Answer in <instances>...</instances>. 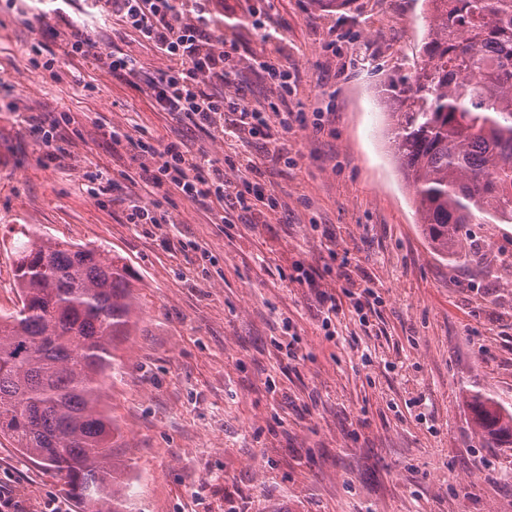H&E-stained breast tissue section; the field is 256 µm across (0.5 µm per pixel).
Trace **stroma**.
<instances>
[{"label": "stroma", "instance_id": "stroma-1", "mask_svg": "<svg viewBox=\"0 0 512 512\" xmlns=\"http://www.w3.org/2000/svg\"><path fill=\"white\" fill-rule=\"evenodd\" d=\"M239 62L226 96L329 113L323 134L286 140L270 164L265 223L157 194L164 225L130 224L137 169L102 137L112 126L163 145L230 148L153 111L149 80L165 59L120 21L90 13L141 71L139 88L102 66L52 81L30 47L54 48L52 15L26 25V0H0V311L17 303L21 225L105 245L127 263L141 310L106 379L102 405L121 428L128 512H512V447L493 448L466 399L512 405V224H476L477 262L449 267L417 224L413 190L391 156L383 89L404 74L426 29L422 0H223ZM276 38L298 72L272 88L251 59ZM57 121L66 156L43 157L19 112ZM116 184L83 189L92 167ZM305 264L314 284L291 282ZM382 303L360 323L345 291ZM338 311L321 325L319 292ZM295 344L296 358L287 355ZM0 487L18 512H76L64 480L0 440Z\"/></svg>", "mask_w": 512, "mask_h": 512}]
</instances>
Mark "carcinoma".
I'll use <instances>...</instances> for the list:
<instances>
[{
	"label": "carcinoma",
	"mask_w": 512,
	"mask_h": 512,
	"mask_svg": "<svg viewBox=\"0 0 512 512\" xmlns=\"http://www.w3.org/2000/svg\"><path fill=\"white\" fill-rule=\"evenodd\" d=\"M428 32L387 84L393 155L420 227L448 266L477 260L472 224H512V0H423ZM15 247L19 305L0 314V437L65 480L81 512H124L120 430L103 379L136 322L127 265L103 245L36 228ZM475 426L512 447V406L471 399Z\"/></svg>",
	"instance_id": "1"
}]
</instances>
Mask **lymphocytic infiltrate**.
I'll return each instance as SVG.
<instances>
[{"instance_id": "lymphocytic-infiltrate-1", "label": "lymphocytic infiltrate", "mask_w": 512, "mask_h": 512, "mask_svg": "<svg viewBox=\"0 0 512 512\" xmlns=\"http://www.w3.org/2000/svg\"><path fill=\"white\" fill-rule=\"evenodd\" d=\"M53 13L63 23L55 31L57 50L42 54L41 68L52 80L61 78V61L87 60L107 67L114 76L134 83L140 73L127 54L113 51L110 37L90 28L83 14L73 9L74 0H54ZM211 0H92L91 6L105 17H116L134 29L143 45L169 60L168 70L151 79V97L157 111L186 123L213 138H233L241 144L264 141L270 160L284 157L282 142L295 127L312 122L321 128L322 113L307 117L305 112L280 109L276 103L253 107L229 101L225 86L237 78L238 63L231 51L215 50L211 33L221 18L210 7ZM113 149L125 150L131 160L141 161L138 173L149 194L178 191L185 199L203 203L217 200L236 211L262 217L278 207L275 196H263L259 184L264 177L262 163L240 154L238 164L244 176L224 177L223 161L205 149L190 151L183 143L160 146L132 138L120 127L104 131Z\"/></svg>"}]
</instances>
